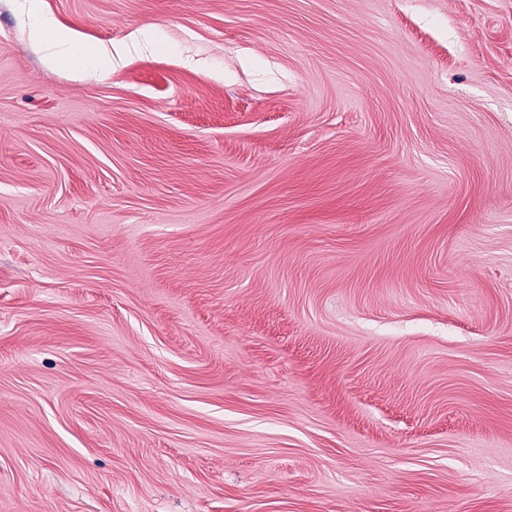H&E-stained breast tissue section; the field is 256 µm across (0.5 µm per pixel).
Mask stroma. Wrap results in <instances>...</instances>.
Instances as JSON below:
<instances>
[{"label":"stroma","mask_w":512,"mask_h":512,"mask_svg":"<svg viewBox=\"0 0 512 512\" xmlns=\"http://www.w3.org/2000/svg\"><path fill=\"white\" fill-rule=\"evenodd\" d=\"M0 0V512H512V0ZM30 19L32 29L38 38L45 39L47 36H51L52 41L55 42L49 46V52L46 55L47 65L75 64L78 67L77 73L88 77L103 76L107 64H112V59L114 60L117 56L121 58L128 44L138 42L141 38L149 35L152 30L151 25L145 26L132 33L128 42L98 51L86 49L76 33L62 30L56 20L50 16L35 15ZM59 43L66 46V52L61 53L56 50Z\"/></svg>","instance_id":"obj_1"}]
</instances>
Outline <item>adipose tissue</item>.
Segmentation results:
<instances>
[{"mask_svg":"<svg viewBox=\"0 0 512 512\" xmlns=\"http://www.w3.org/2000/svg\"><path fill=\"white\" fill-rule=\"evenodd\" d=\"M31 26L38 38H52L57 44H64L65 52H58L55 49L49 50L46 56V63L50 66H57L63 63L76 65L78 74L88 77H100L105 73V68L112 59L122 56L127 44L136 43L150 34V27H143L132 33L127 44H120L103 50H90L85 48L76 33L62 30L55 19L47 15H36L31 19Z\"/></svg>","mask_w":512,"mask_h":512,"instance_id":"ef3b65f1","label":"adipose tissue"}]
</instances>
